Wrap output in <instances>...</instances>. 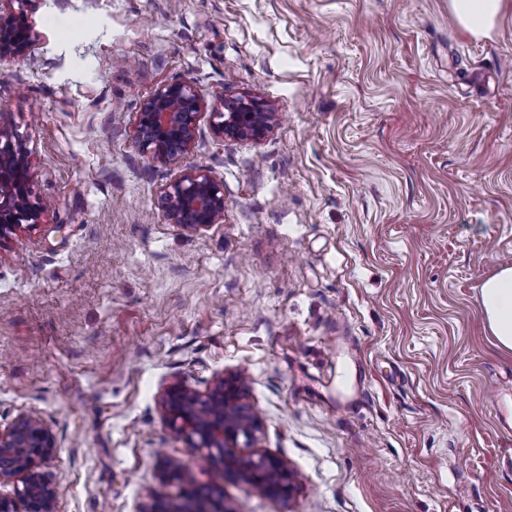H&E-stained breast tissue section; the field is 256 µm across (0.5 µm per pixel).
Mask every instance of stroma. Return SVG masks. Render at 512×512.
I'll return each instance as SVG.
<instances>
[{
    "instance_id": "stroma-1",
    "label": "stroma",
    "mask_w": 512,
    "mask_h": 512,
    "mask_svg": "<svg viewBox=\"0 0 512 512\" xmlns=\"http://www.w3.org/2000/svg\"><path fill=\"white\" fill-rule=\"evenodd\" d=\"M38 41L0 67V125L48 216L0 244V422L41 418L56 512H151L210 486L228 512H512V352L480 287L512 266V11L464 34L448 0H25ZM189 80L278 112L260 141L210 110L187 161L134 143ZM224 220L169 223L186 164ZM359 364L350 405L333 349ZM240 372L276 499L190 450L166 387Z\"/></svg>"
}]
</instances>
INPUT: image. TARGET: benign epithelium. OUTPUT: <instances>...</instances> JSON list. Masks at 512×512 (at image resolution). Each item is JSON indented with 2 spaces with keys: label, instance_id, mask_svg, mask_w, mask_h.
<instances>
[{
  "label": "benign epithelium",
  "instance_id": "benign-epithelium-1",
  "mask_svg": "<svg viewBox=\"0 0 512 512\" xmlns=\"http://www.w3.org/2000/svg\"><path fill=\"white\" fill-rule=\"evenodd\" d=\"M0 0V65L25 57L36 33L24 12ZM207 107L190 81H175L160 87L137 112L134 142L152 160H179L195 145L198 117ZM215 134L221 138L258 142L272 129L276 113L270 105L248 93L219 97L212 105ZM161 209L172 224L192 233L200 232L224 217V192L204 168L189 166L160 195ZM46 209L33 195L30 152L0 126V245L44 223ZM163 409L169 425L193 450L205 449L210 460L218 459L224 472H234L261 491L286 498L294 489V477L279 459L255 450L261 422L246 398L241 373L224 376L205 395L183 384L168 387ZM55 445L52 432L36 417L22 414L0 425V487L15 482L22 487L0 493V512H55L57 491L38 470ZM175 465L167 461L157 486L155 500L165 498ZM179 512H222L205 497H186Z\"/></svg>",
  "mask_w": 512,
  "mask_h": 512
}]
</instances>
